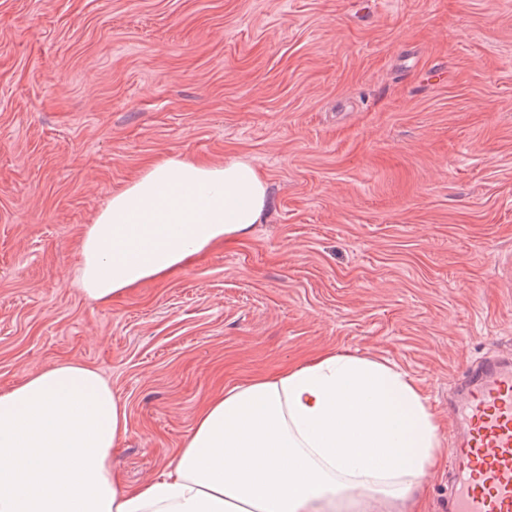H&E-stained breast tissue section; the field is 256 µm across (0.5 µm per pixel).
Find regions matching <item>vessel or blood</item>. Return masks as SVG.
<instances>
[{"mask_svg":"<svg viewBox=\"0 0 512 512\" xmlns=\"http://www.w3.org/2000/svg\"><path fill=\"white\" fill-rule=\"evenodd\" d=\"M448 408L445 512H512V354L468 363Z\"/></svg>","mask_w":512,"mask_h":512,"instance_id":"1","label":"vessel or blood"}]
</instances>
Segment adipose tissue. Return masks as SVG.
Masks as SVG:
<instances>
[{
	"instance_id": "1",
	"label": "adipose tissue",
	"mask_w": 512,
	"mask_h": 512,
	"mask_svg": "<svg viewBox=\"0 0 512 512\" xmlns=\"http://www.w3.org/2000/svg\"><path fill=\"white\" fill-rule=\"evenodd\" d=\"M267 205L245 159L161 157L88 225L77 281L109 302L247 235ZM127 430L125 405L81 364L0 392V512H414L445 448L408 373L336 352L225 387L167 471L135 487L112 466Z\"/></svg>"
}]
</instances>
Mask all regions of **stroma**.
<instances>
[{
  "label": "stroma",
  "instance_id": "35a3bbf8",
  "mask_svg": "<svg viewBox=\"0 0 512 512\" xmlns=\"http://www.w3.org/2000/svg\"><path fill=\"white\" fill-rule=\"evenodd\" d=\"M167 155L248 159L243 237L107 303L77 244ZM512 349V0H0V391L61 362L157 476L225 385L388 360L440 420Z\"/></svg>",
  "mask_w": 512,
  "mask_h": 512
}]
</instances>
